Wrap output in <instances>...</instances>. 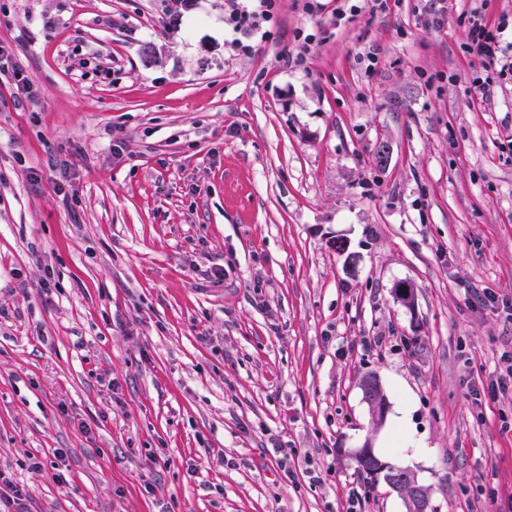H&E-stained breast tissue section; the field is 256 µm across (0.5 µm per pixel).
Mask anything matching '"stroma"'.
<instances>
[{
	"mask_svg": "<svg viewBox=\"0 0 512 512\" xmlns=\"http://www.w3.org/2000/svg\"><path fill=\"white\" fill-rule=\"evenodd\" d=\"M343 4L276 0L245 55L224 0H0L33 82H0V473L27 512H406L367 442L432 512H512V390L468 395L512 352L473 299H512V82L477 103L457 23L512 0L440 29ZM364 400L378 420H383L387 410V400L382 387L376 389V385L368 379L361 383ZM366 445L360 448L362 457L355 456V462L360 471L368 475L371 470L379 469L385 465L391 467V464L383 461L375 453L374 457L367 455L369 448H365ZM389 468H382L376 471L375 474L377 478H382L391 489L403 495L407 512H428V491L418 482L415 475L406 468L396 466Z\"/></svg>",
	"mask_w": 512,
	"mask_h": 512,
	"instance_id": "obj_1",
	"label": "stroma"
}]
</instances>
